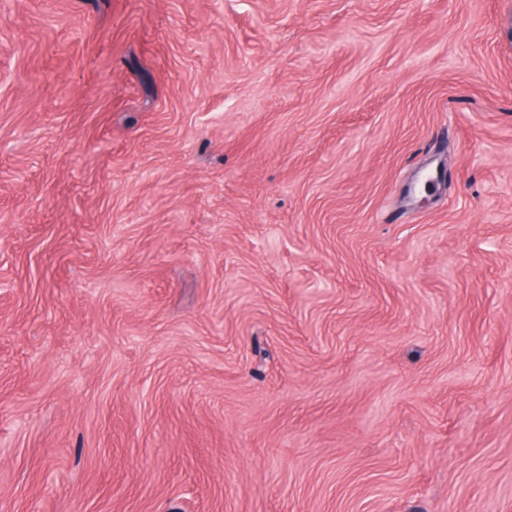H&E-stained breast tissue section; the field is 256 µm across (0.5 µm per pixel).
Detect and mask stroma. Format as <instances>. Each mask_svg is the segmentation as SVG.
<instances>
[{
	"label": "stroma",
	"instance_id": "stroma-1",
	"mask_svg": "<svg viewBox=\"0 0 512 512\" xmlns=\"http://www.w3.org/2000/svg\"><path fill=\"white\" fill-rule=\"evenodd\" d=\"M0 512H512V0H0Z\"/></svg>",
	"mask_w": 512,
	"mask_h": 512
}]
</instances>
